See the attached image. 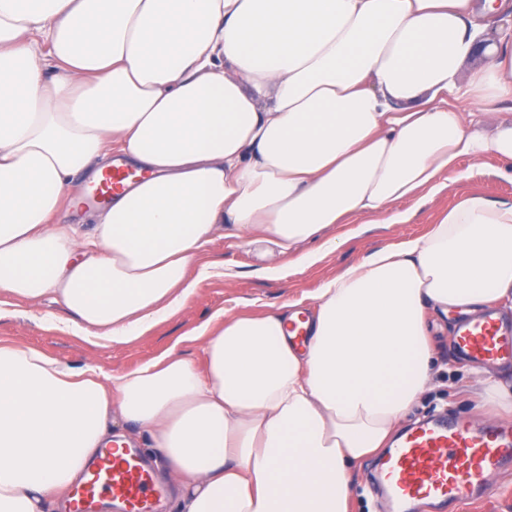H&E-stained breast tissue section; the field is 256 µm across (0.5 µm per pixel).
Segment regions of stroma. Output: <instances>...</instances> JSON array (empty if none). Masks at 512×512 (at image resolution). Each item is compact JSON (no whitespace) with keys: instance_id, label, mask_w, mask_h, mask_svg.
Masks as SVG:
<instances>
[{"instance_id":"stroma-1","label":"stroma","mask_w":512,"mask_h":512,"mask_svg":"<svg viewBox=\"0 0 512 512\" xmlns=\"http://www.w3.org/2000/svg\"><path fill=\"white\" fill-rule=\"evenodd\" d=\"M498 167L492 156L462 160L459 170L447 175L449 188L419 209L401 202V209L414 212L409 223L363 224L355 218L348 224L328 226L316 241L324 246L320 259L305 268L298 267L295 259L312 244H299L295 252L286 253L272 236L255 233L245 238L233 225H225L202 257L213 269L198 295L128 343L93 347L75 329L47 326L41 320L46 312L64 323L73 318L62 303L48 298L19 301L15 314L0 317V340L37 349L77 367L93 362L111 373L133 370L171 347L184 356L202 359V343L191 334L214 313L228 318L256 315L295 301L310 307V294L325 280L383 246L428 233L438 214L463 197L479 193L494 201H512V182L498 177ZM453 324V317L442 316L433 327L432 341L441 370L434 389L423 397L412 416L425 420L447 414L479 423L493 412L471 390L475 381L472 364L460 361L452 352Z\"/></svg>"}]
</instances>
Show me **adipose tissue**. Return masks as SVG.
Wrapping results in <instances>:
<instances>
[{
	"label": "adipose tissue",
	"mask_w": 512,
	"mask_h": 512,
	"mask_svg": "<svg viewBox=\"0 0 512 512\" xmlns=\"http://www.w3.org/2000/svg\"><path fill=\"white\" fill-rule=\"evenodd\" d=\"M509 20L512 0H0V316L53 297L87 341L125 344L198 295L221 224L289 250L353 215L408 223L396 202L465 158L512 182ZM112 150L141 179L89 235L52 223ZM490 307L512 310V201L474 194L309 313L202 324L200 363L110 374L0 341V512L64 502L130 444L118 418L163 451L172 512H350L433 382L429 315Z\"/></svg>",
	"instance_id": "1"
}]
</instances>
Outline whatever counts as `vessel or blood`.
Returning <instances> with one entry per match:
<instances>
[{"mask_svg":"<svg viewBox=\"0 0 512 512\" xmlns=\"http://www.w3.org/2000/svg\"><path fill=\"white\" fill-rule=\"evenodd\" d=\"M131 175L124 166L106 170L102 192L92 195V202L125 189ZM454 351L466 361L512 363V324L492 311L472 315L458 324ZM510 468L512 423L493 419L481 424L453 418L423 423L388 449L379 463V473L388 481L390 512H409V504L418 499L452 507L477 501L487 493L491 476ZM105 493L121 499L128 512H150L148 470L111 448L90 479L74 491L73 512H95Z\"/></svg>","mask_w":512,"mask_h":512,"instance_id":"b4317fda","label":"vessel or blood"}]
</instances>
